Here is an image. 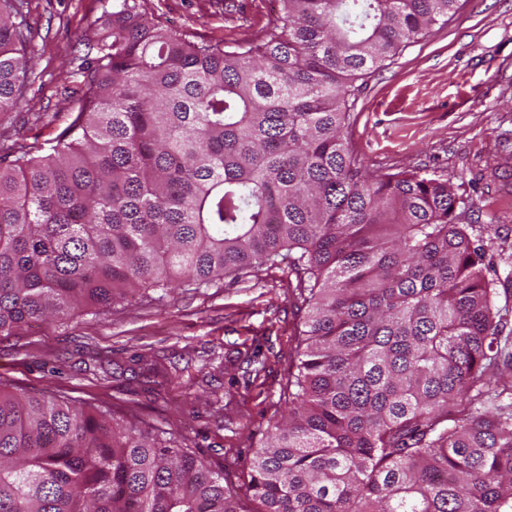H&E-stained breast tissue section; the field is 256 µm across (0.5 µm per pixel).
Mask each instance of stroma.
Wrapping results in <instances>:
<instances>
[{
  "mask_svg": "<svg viewBox=\"0 0 512 512\" xmlns=\"http://www.w3.org/2000/svg\"><path fill=\"white\" fill-rule=\"evenodd\" d=\"M189 40L258 41L277 0H140ZM112 0H19L31 69L0 143L49 139L78 111L75 39ZM345 135L367 172L421 171L453 185L460 223L486 252L512 351V0H459L447 22L356 83ZM304 308L287 265L211 286L149 289L0 336V389L110 409L175 437L222 472L241 512L251 462L287 402Z\"/></svg>",
  "mask_w": 512,
  "mask_h": 512,
  "instance_id": "obj_1",
  "label": "stroma"
}]
</instances>
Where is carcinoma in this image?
<instances>
[{
    "mask_svg": "<svg viewBox=\"0 0 512 512\" xmlns=\"http://www.w3.org/2000/svg\"><path fill=\"white\" fill-rule=\"evenodd\" d=\"M458 0H280L225 50L112 0L77 44L84 103L0 150V336L145 288L284 262L307 291L294 391L251 463L260 512H512V379L494 283L448 181L370 174L354 82ZM0 0V114L28 76ZM0 512H239L213 472L136 422L0 391Z\"/></svg>",
    "mask_w": 512,
    "mask_h": 512,
    "instance_id": "obj_1",
    "label": "carcinoma"
}]
</instances>
